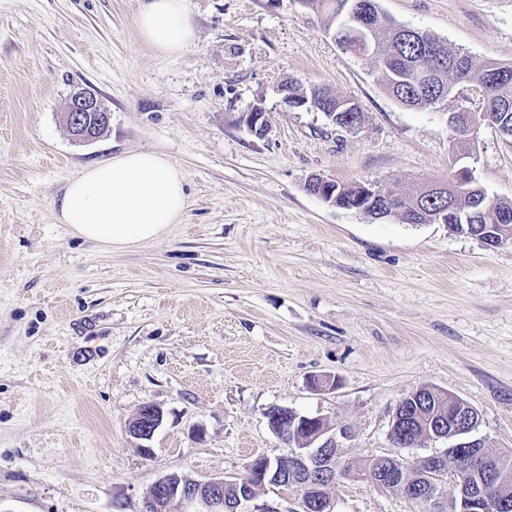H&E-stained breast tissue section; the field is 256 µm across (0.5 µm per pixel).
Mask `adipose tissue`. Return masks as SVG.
<instances>
[{
	"label": "adipose tissue",
	"instance_id": "ef3b65f1",
	"mask_svg": "<svg viewBox=\"0 0 512 512\" xmlns=\"http://www.w3.org/2000/svg\"><path fill=\"white\" fill-rule=\"evenodd\" d=\"M136 24L143 40L163 54L180 53L194 38L185 0H143ZM186 202L183 177L166 156L134 150L85 166L67 183L57 214L76 237L119 249L178 223Z\"/></svg>",
	"mask_w": 512,
	"mask_h": 512
}]
</instances>
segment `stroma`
I'll return each instance as SVG.
<instances>
[{"label": "stroma", "mask_w": 512, "mask_h": 512, "mask_svg": "<svg viewBox=\"0 0 512 512\" xmlns=\"http://www.w3.org/2000/svg\"><path fill=\"white\" fill-rule=\"evenodd\" d=\"M396 22L512 65V0H378ZM194 40L155 52L140 0H0V512H138L176 472L241 478L286 444L267 411L348 428L343 461L443 453L390 440L422 387L479 413L486 448H512V241L488 249L444 224L374 221L305 188H413L448 177L453 100L408 108L369 59L343 50L306 0H187ZM361 107L351 130L284 102L282 85ZM112 114L75 142V85ZM270 130L252 133L253 105ZM128 150L167 156L187 205L157 238L112 250L57 218L64 185ZM512 200V144L481 126L469 161ZM340 384L315 391L310 380ZM163 420L144 455L128 423ZM335 512H422L401 492L343 478Z\"/></svg>", "instance_id": "1"}]
</instances>
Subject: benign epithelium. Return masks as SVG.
Wrapping results in <instances>:
<instances>
[{"mask_svg": "<svg viewBox=\"0 0 512 512\" xmlns=\"http://www.w3.org/2000/svg\"><path fill=\"white\" fill-rule=\"evenodd\" d=\"M454 94L455 110L448 113V126L469 150L456 155V159L470 158L474 152L477 125L470 121V97L466 89L448 87L441 92L445 99ZM111 113L97 94L89 87L77 85L70 94L65 111V122L74 140L90 143L99 132L108 128ZM247 126L258 136L269 131L265 109L255 105L247 113ZM312 195L335 207L345 191L340 184L322 177L312 180ZM444 204L427 216L429 224L459 222V215L446 204L448 183L422 185L418 196L410 202L393 186H362L361 195L351 204L350 210L382 217L404 210L419 212L425 204L435 200ZM433 394L448 401L453 412L448 417L431 424L432 435L455 441L442 455H432L411 463L397 456H376L367 473V479L381 488H400L410 500L421 503L426 512H512V502L491 495L499 482L501 458L490 455L471 433L478 425L477 411L465 400L445 391ZM268 424L281 438L291 437L288 453L274 462L251 461L248 475L239 479H212L193 484L186 477L171 473L156 481L144 496L139 512H178L180 506L194 501L205 503L209 512H237L242 503L251 500L258 487L266 484L296 489L301 496L302 512H334L328 489L336 483L338 438L348 437V429L328 425L322 417H308L293 410L273 407L267 413ZM410 420L405 405L398 406L393 417L390 439L401 448L413 446L420 439L412 437ZM135 426L129 434L136 440H150L162 423V414L152 404L139 408ZM454 480L455 494L447 497L444 484L447 477Z\"/></svg>", "mask_w": 512, "mask_h": 512, "instance_id": "1", "label": "benign epithelium"}]
</instances>
